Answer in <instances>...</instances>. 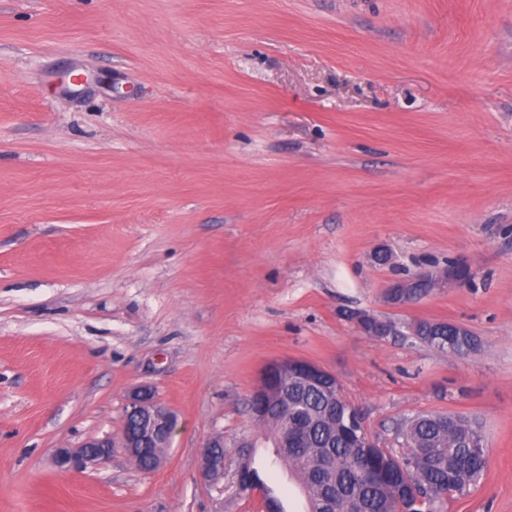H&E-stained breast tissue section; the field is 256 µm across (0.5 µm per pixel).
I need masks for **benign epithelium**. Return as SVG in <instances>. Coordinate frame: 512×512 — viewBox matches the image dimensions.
Listing matches in <instances>:
<instances>
[{
    "mask_svg": "<svg viewBox=\"0 0 512 512\" xmlns=\"http://www.w3.org/2000/svg\"><path fill=\"white\" fill-rule=\"evenodd\" d=\"M469 266L457 260L450 267L424 269L410 277L393 280L385 297L387 305L395 308L405 307L418 299L416 288H446L450 285L460 287L469 283L466 273ZM358 329L368 336H388L393 330L391 323L377 319L365 312L355 311L348 314ZM288 370V364L272 360L263 368L258 385L252 394L255 420H261V412L267 403H281L277 386L278 374ZM303 377L310 382L325 386L336 384V377L325 369L306 362L302 365ZM125 416L136 418L135 430L122 433L120 447L132 460L146 452L145 439L149 436H163L171 440L177 430L176 419L171 412L157 400L149 387L135 390L128 398ZM114 444L109 438L91 439L76 449L62 448L56 453V463L61 469L94 467L103 463L111 454ZM224 436L211 437L201 451V474L204 481L215 484L224 478Z\"/></svg>",
    "mask_w": 512,
    "mask_h": 512,
    "instance_id": "7a95c632",
    "label": "benign epithelium"
}]
</instances>
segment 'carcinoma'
I'll list each match as a JSON object with an SVG mask.
<instances>
[{
    "mask_svg": "<svg viewBox=\"0 0 512 512\" xmlns=\"http://www.w3.org/2000/svg\"><path fill=\"white\" fill-rule=\"evenodd\" d=\"M419 340L461 359L479 347L476 336L446 322ZM279 383L288 400L260 426L280 446L282 433L301 424L300 441L288 444L277 459L305 492L308 512H437L445 497L464 495L483 478L487 444L475 417L430 413L402 419L395 431L408 451L399 457L389 449L363 447L361 427L341 393L333 404L320 388L300 386L285 373ZM163 444L162 438L151 439V451L135 461L136 467L152 471L150 461ZM235 478L243 492L262 485L248 463Z\"/></svg>",
    "mask_w": 512,
    "mask_h": 512,
    "instance_id": "1",
    "label": "carcinoma"
}]
</instances>
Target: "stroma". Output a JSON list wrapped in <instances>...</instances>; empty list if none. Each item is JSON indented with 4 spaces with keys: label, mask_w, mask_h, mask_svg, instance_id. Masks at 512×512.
Segmentation results:
<instances>
[{
    "label": "stroma",
    "mask_w": 512,
    "mask_h": 512,
    "mask_svg": "<svg viewBox=\"0 0 512 512\" xmlns=\"http://www.w3.org/2000/svg\"><path fill=\"white\" fill-rule=\"evenodd\" d=\"M512 0H0V512H286L270 449L233 486L274 359L339 380L368 432L478 416L488 464L441 512H512ZM392 261L373 262L376 247ZM464 259L410 306L392 280ZM363 311L391 335L361 333ZM479 339L466 359L410 336ZM178 419L122 450L129 393ZM223 435V487L200 451ZM115 445L109 438L91 439L84 442L79 448H61L56 453L57 466L64 470L70 468L94 467L103 463L111 454Z\"/></svg>",
    "instance_id": "stroma-1"
}]
</instances>
